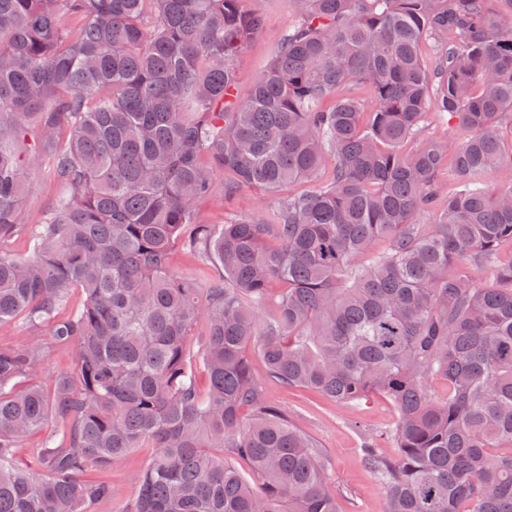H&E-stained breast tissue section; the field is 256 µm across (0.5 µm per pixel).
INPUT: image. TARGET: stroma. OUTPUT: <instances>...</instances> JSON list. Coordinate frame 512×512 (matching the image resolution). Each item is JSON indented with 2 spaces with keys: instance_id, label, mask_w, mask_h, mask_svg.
<instances>
[{
  "instance_id": "35a3bbf8",
  "label": "stroma",
  "mask_w": 512,
  "mask_h": 512,
  "mask_svg": "<svg viewBox=\"0 0 512 512\" xmlns=\"http://www.w3.org/2000/svg\"><path fill=\"white\" fill-rule=\"evenodd\" d=\"M248 4L264 15L265 27L236 61L235 93L241 100L248 97L268 65L281 35L296 22L294 0H248ZM28 177L23 212L26 229L42 223L47 208L60 191L54 172L46 162L31 164ZM27 340L47 345L36 381L44 383L51 375L72 369L70 349L51 346L47 329L29 328L21 319L0 325V348H12ZM250 361L254 375L263 382L267 400L287 410L329 460L328 481L339 492L341 512H382L383 496L376 478L364 464L362 446L364 434L379 435L393 422L394 412L388 401L375 396L355 407L340 406L268 379L258 354H251ZM154 454V449L136 448L112 464L104 477L111 481L117 495L110 502L93 505L92 512H124L136 493V476L149 465Z\"/></svg>"
}]
</instances>
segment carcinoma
I'll return each instance as SVG.
<instances>
[{
    "label": "carcinoma",
    "instance_id": "cac0c4a2",
    "mask_svg": "<svg viewBox=\"0 0 512 512\" xmlns=\"http://www.w3.org/2000/svg\"><path fill=\"white\" fill-rule=\"evenodd\" d=\"M296 3L240 102L235 59L264 27L246 0H0V241L22 228L29 132L65 189L28 259L0 253V324L46 327L75 356L43 385V343L0 349V512H88L117 491L82 476L145 445L157 453L126 512H341L250 347L287 388L394 407L397 456L363 448L384 512H512V259L498 254L512 177L487 183L512 135V0ZM433 86L471 135L407 149ZM327 165L328 183L269 214L236 211L240 187ZM216 172L226 219L197 224ZM176 246L224 275L203 290L174 273ZM472 262L496 285L475 284ZM72 288L86 299L62 318ZM38 432L35 464L19 463Z\"/></svg>",
    "mask_w": 512,
    "mask_h": 512
}]
</instances>
